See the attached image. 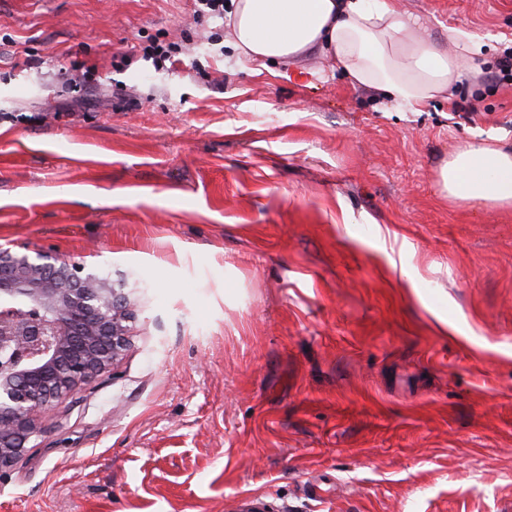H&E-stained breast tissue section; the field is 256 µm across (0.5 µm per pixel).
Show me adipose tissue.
Masks as SVG:
<instances>
[{
  "instance_id": "obj_1",
  "label": "adipose tissue",
  "mask_w": 512,
  "mask_h": 512,
  "mask_svg": "<svg viewBox=\"0 0 512 512\" xmlns=\"http://www.w3.org/2000/svg\"><path fill=\"white\" fill-rule=\"evenodd\" d=\"M224 20L244 58L285 63L316 49L335 60L351 85L375 89L410 110L453 96L464 76V55L481 51L467 42L462 54H449L393 0H231ZM434 182L451 200L512 207V148L461 145L436 170Z\"/></svg>"
}]
</instances>
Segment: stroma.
<instances>
[{
    "instance_id": "35a3bbf8",
    "label": "stroma",
    "mask_w": 512,
    "mask_h": 512,
    "mask_svg": "<svg viewBox=\"0 0 512 512\" xmlns=\"http://www.w3.org/2000/svg\"><path fill=\"white\" fill-rule=\"evenodd\" d=\"M395 6L481 44L454 98L405 110L316 50L248 60L193 0H0V249L135 301L0 512H512V209L433 181L464 143L512 146L487 78L512 0ZM153 39L174 68L135 55ZM181 52L182 46L176 42L150 40L147 45L142 47V57L145 60H151L156 69H164L166 62H170L172 66L179 60L174 58Z\"/></svg>"
}]
</instances>
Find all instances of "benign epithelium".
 I'll list each match as a JSON object with an SVG mask.
<instances>
[{"mask_svg":"<svg viewBox=\"0 0 512 512\" xmlns=\"http://www.w3.org/2000/svg\"><path fill=\"white\" fill-rule=\"evenodd\" d=\"M123 289L57 256L0 251V474L28 454L46 416L129 343Z\"/></svg>","mask_w":512,"mask_h":512,"instance_id":"7a95c632","label":"benign epithelium"}]
</instances>
